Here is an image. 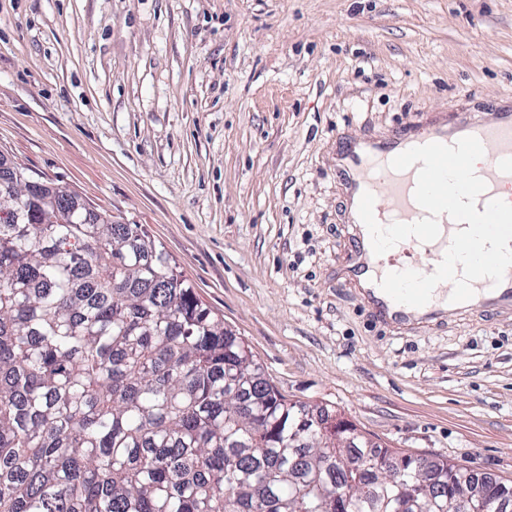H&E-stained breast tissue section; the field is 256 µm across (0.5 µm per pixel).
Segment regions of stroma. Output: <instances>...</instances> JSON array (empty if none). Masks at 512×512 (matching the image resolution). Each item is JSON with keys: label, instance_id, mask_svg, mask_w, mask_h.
<instances>
[{"label": "stroma", "instance_id": "obj_1", "mask_svg": "<svg viewBox=\"0 0 512 512\" xmlns=\"http://www.w3.org/2000/svg\"><path fill=\"white\" fill-rule=\"evenodd\" d=\"M512 91V0H0V154L141 225L293 401L512 482V314L395 329L336 156Z\"/></svg>", "mask_w": 512, "mask_h": 512}]
</instances>
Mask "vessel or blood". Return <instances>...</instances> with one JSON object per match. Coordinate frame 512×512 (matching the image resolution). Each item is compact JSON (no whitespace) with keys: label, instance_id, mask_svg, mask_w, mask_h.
Returning a JSON list of instances; mask_svg holds the SVG:
<instances>
[{"label":"vessel or blood","instance_id":"1","mask_svg":"<svg viewBox=\"0 0 512 512\" xmlns=\"http://www.w3.org/2000/svg\"><path fill=\"white\" fill-rule=\"evenodd\" d=\"M473 136L484 148L483 161L478 175L485 182L486 190L477 205L493 199L512 203V95H504L491 118L481 114L462 116L455 121L438 123L428 121L423 125L399 133L387 140H353L338 155L341 171L350 175L349 188L355 196L372 193L375 198L374 215L380 225L394 222L413 223L420 220L423 209L414 199L417 168L397 171L391 160L398 154L433 142L453 144L460 138ZM352 261L348 276L372 312L391 324L405 328H423L441 317L444 311L465 312L471 309H512V268L508 269L500 284L480 279L474 282L473 297L460 303H443L442 295L451 294L452 283L442 282L438 293L424 306L411 307L394 302L379 286L384 276L393 272L395 262L372 251L370 234L358 213H351ZM458 228L457 222L443 218L440 235L432 242L410 238L402 242V253L408 259V269L433 273L443 259L451 238Z\"/></svg>","mask_w":512,"mask_h":512}]
</instances>
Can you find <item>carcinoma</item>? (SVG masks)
Returning <instances> with one entry per match:
<instances>
[{
  "label": "carcinoma",
  "instance_id": "carcinoma-1",
  "mask_svg": "<svg viewBox=\"0 0 512 512\" xmlns=\"http://www.w3.org/2000/svg\"><path fill=\"white\" fill-rule=\"evenodd\" d=\"M3 209L0 512H448L462 493L457 465L286 400L141 225L0 156Z\"/></svg>",
  "mask_w": 512,
  "mask_h": 512
}]
</instances>
